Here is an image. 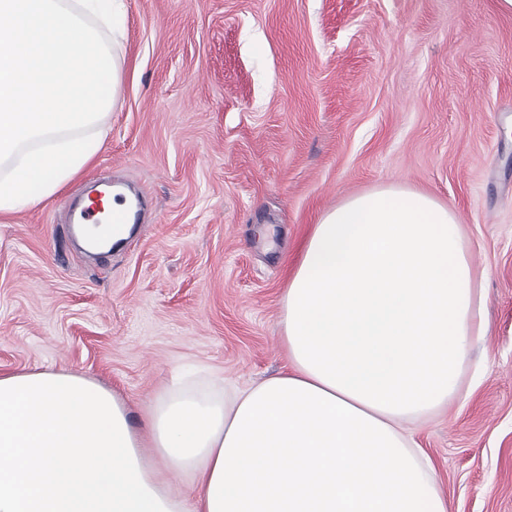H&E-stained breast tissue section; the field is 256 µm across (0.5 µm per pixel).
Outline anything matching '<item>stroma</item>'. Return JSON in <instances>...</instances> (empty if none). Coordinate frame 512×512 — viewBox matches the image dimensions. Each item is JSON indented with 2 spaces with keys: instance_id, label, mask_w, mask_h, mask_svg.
<instances>
[{
  "instance_id": "35a3bbf8",
  "label": "stroma",
  "mask_w": 512,
  "mask_h": 512,
  "mask_svg": "<svg viewBox=\"0 0 512 512\" xmlns=\"http://www.w3.org/2000/svg\"><path fill=\"white\" fill-rule=\"evenodd\" d=\"M122 105L85 172L0 223V372L113 389L282 370L281 297L318 216L396 184L453 207L485 274L468 394L416 439L452 512H512V15L496 0H126ZM127 184L148 232L90 256L72 211ZM270 229L269 240L258 234Z\"/></svg>"
}]
</instances>
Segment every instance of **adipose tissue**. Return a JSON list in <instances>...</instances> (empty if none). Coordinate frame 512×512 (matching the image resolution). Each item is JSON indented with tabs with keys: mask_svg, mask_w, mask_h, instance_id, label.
<instances>
[{
	"mask_svg": "<svg viewBox=\"0 0 512 512\" xmlns=\"http://www.w3.org/2000/svg\"><path fill=\"white\" fill-rule=\"evenodd\" d=\"M125 0H0V222L91 163L121 101ZM288 365L182 378L142 423L72 372L0 373V512H450L410 427L459 399L481 288L455 211L400 185L313 224L283 292Z\"/></svg>",
	"mask_w": 512,
	"mask_h": 512,
	"instance_id": "obj_1",
	"label": "adipose tissue"
}]
</instances>
